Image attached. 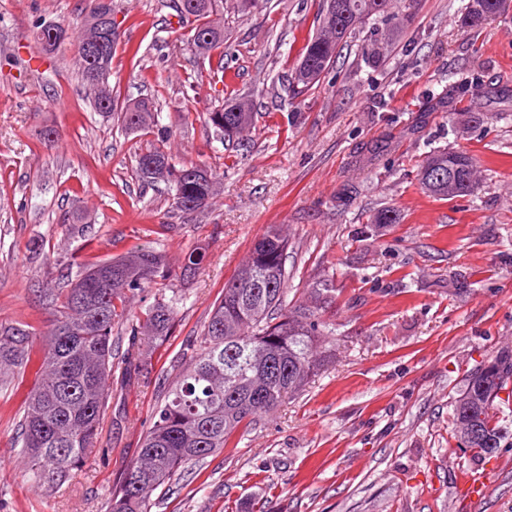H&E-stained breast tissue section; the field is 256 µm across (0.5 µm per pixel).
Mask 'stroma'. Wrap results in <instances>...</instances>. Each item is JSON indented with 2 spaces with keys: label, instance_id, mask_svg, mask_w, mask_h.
I'll return each instance as SVG.
<instances>
[{
  "label": "stroma",
  "instance_id": "obj_1",
  "mask_svg": "<svg viewBox=\"0 0 512 512\" xmlns=\"http://www.w3.org/2000/svg\"><path fill=\"white\" fill-rule=\"evenodd\" d=\"M467 2L418 0L379 67L350 38L319 85L291 101L272 85L312 35L320 0H269L232 19L221 58L189 50L194 23L178 21L170 0H114L117 97L153 98L173 128V158L224 170L218 195L183 211L170 186L134 175L153 135L94 112L72 45L51 57L39 49L34 21L77 33L88 0H0V322L43 335L44 293L79 262L145 243L173 265L207 252L195 276L157 282L130 306L136 315L165 298L175 326L152 382L113 381L101 422L107 458L43 492L25 474L22 398L0 386V512H105L184 340L201 334L225 282L272 227L289 239L290 304H311L325 283L336 290L318 312L334 357L223 451L154 491L150 512H512V399L495 405L503 440L490 459L462 450L452 424L470 372L512 347V12L466 32ZM219 63L224 81L213 86ZM451 86L455 108L435 109ZM232 90L252 96L260 117L228 167L201 114ZM471 109L487 121L460 129ZM47 127L57 132L51 146ZM438 148L474 157L472 194L422 190L418 165ZM384 208L398 223H373ZM486 466V491L463 499L461 473Z\"/></svg>",
  "mask_w": 512,
  "mask_h": 512
}]
</instances>
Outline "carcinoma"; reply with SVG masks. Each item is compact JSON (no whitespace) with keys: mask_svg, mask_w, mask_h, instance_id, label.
Returning <instances> with one entry per match:
<instances>
[{"mask_svg":"<svg viewBox=\"0 0 512 512\" xmlns=\"http://www.w3.org/2000/svg\"><path fill=\"white\" fill-rule=\"evenodd\" d=\"M260 0H175L179 17L193 19L191 50L202 56L224 48V15H239ZM75 42L78 72L95 111L107 116L119 111L125 128L157 131V144L136 157L135 177L144 185L161 182L175 187L182 201L206 205L217 195L214 184L189 177L190 163H174L166 150L171 131L158 124V113L147 98L118 105L110 82L116 39L104 34L101 56L89 63L82 44L92 35L91 22L104 15L99 0H90ZM416 0H322L316 30L299 52L283 85L289 99L308 94L336 63L347 39L366 34L362 55L372 65L385 61L399 36L398 16L411 14ZM512 10V0H469L461 26L477 30L485 22ZM42 52L53 54L68 39V29L56 23H34ZM253 100L232 94L222 105L204 113L206 124L220 134L225 146H239L256 127ZM147 158L167 161L173 172L160 180L144 166ZM456 172L458 180L448 181ZM418 177L431 196L452 200L473 192L477 181L474 159L462 152L433 150L419 165ZM288 238L271 228L252 245L247 259L224 283V297L210 313L202 335L185 342L187 368L176 378L154 409L135 459L112 486L107 512H148L153 491L169 484L186 466L226 447L240 428L298 393L319 373L325 355L317 352L322 323L315 306L332 302L333 288H315L314 305L287 307ZM173 267L159 252L136 245L106 261L87 262L77 282L49 288L53 311L41 348L33 354L34 336L22 323H0V381L26 371L34 375L24 399L20 424L29 478L51 492L86 461L102 452L101 420L111 399V382L153 379L156 348L173 333L175 308L157 301L141 315L127 307ZM131 337L121 355L114 349L115 330ZM512 385V349L496 353L467 379L454 402L453 425L465 447L487 459L501 448L502 436L492 424L491 410L500 392Z\"/></svg>","mask_w":512,"mask_h":512,"instance_id":"1","label":"carcinoma"}]
</instances>
